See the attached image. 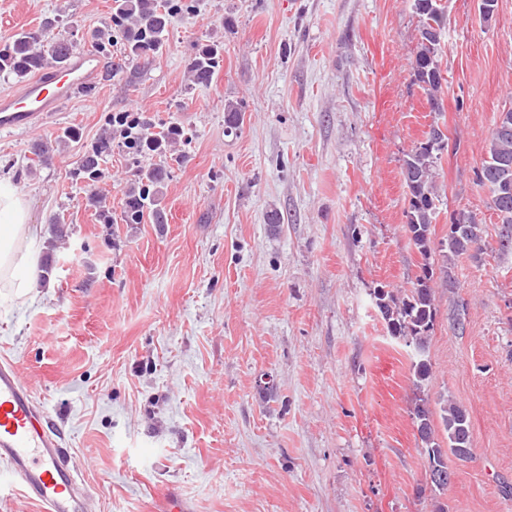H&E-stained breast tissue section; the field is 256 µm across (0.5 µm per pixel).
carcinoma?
Masks as SVG:
<instances>
[{
    "instance_id": "obj_1",
    "label": "carcinoma",
    "mask_w": 512,
    "mask_h": 512,
    "mask_svg": "<svg viewBox=\"0 0 512 512\" xmlns=\"http://www.w3.org/2000/svg\"><path fill=\"white\" fill-rule=\"evenodd\" d=\"M118 31L124 45L123 65L132 64L157 53L162 46V36L173 21L184 16L187 6L184 0H115ZM418 16L420 48L412 61L414 81L425 95L429 110L440 116L445 111L444 90L441 78L443 69L442 30L446 28L448 16L439 0H414ZM72 48L67 39L55 36L44 44H37L29 33L19 32L0 49V72L24 78L41 70L46 64L65 61ZM223 46L206 44L197 49L191 63L194 80L207 85L221 67ZM438 121H433L426 137L417 142L403 159L402 174L407 188L408 206L405 210V228L424 263L416 276L413 288L405 297L398 299L391 292L383 291L378 297L379 313L389 333L403 338L416 347L412 363L413 384L418 391L411 411L418 431V439L424 448L428 466L437 470L440 481L432 484L431 492L448 489V455L466 461L473 455L470 444V421L466 410L451 399L442 401L440 414L430 407L423 389L431 377L432 369L425 358L427 337L433 331L436 320V298L433 287V263L430 262L433 224L439 215V192L436 171L448 137H433ZM152 123L142 118L137 122L122 120L110 125V129L91 148L87 149L76 170V175L91 188L87 202L91 206L101 203L99 184L104 173L101 160L119 140L127 153L139 157L149 153L161 154L166 143L182 135V130L172 127L163 134L150 132ZM165 171L161 167L149 168L139 175V190L132 192L126 201L122 220L126 224H140L145 213L155 205L158 186L164 181ZM480 186L490 192L489 208L495 211L499 223L504 225L500 246L512 247V109L499 113L489 140L486 156L476 172ZM482 227L477 214L472 211H457L450 217L448 228V254L446 264L471 251H480ZM439 416L448 447L438 439L434 416Z\"/></svg>"
}]
</instances>
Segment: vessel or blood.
Listing matches in <instances>:
<instances>
[{"label": "vessel or blood", "mask_w": 512, "mask_h": 512, "mask_svg": "<svg viewBox=\"0 0 512 512\" xmlns=\"http://www.w3.org/2000/svg\"><path fill=\"white\" fill-rule=\"evenodd\" d=\"M100 71L93 48H72L64 66L38 72L19 92L0 96V131L27 130L69 103ZM0 462L12 486L40 512H91L90 494L79 484L63 448L35 404L30 387L10 362L0 363Z\"/></svg>", "instance_id": "b4317fda"}]
</instances>
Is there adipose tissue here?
Wrapping results in <instances>:
<instances>
[{"label":"adipose tissue","instance_id":"ef3b65f1","mask_svg":"<svg viewBox=\"0 0 512 512\" xmlns=\"http://www.w3.org/2000/svg\"><path fill=\"white\" fill-rule=\"evenodd\" d=\"M42 233L28 205L11 185L0 181V287L23 297L36 288L34 246Z\"/></svg>","mask_w":512,"mask_h":512}]
</instances>
